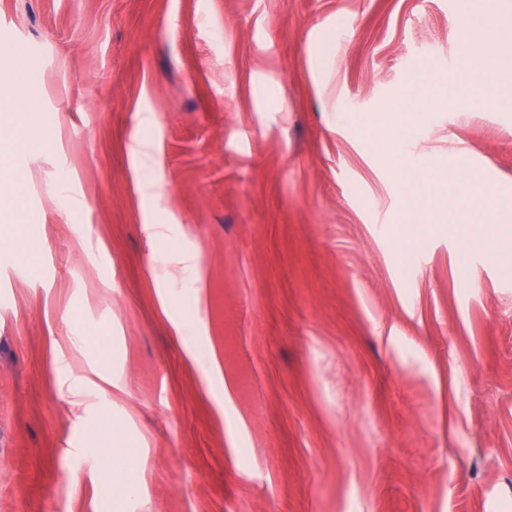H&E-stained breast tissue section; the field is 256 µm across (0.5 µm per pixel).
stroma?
<instances>
[{
  "mask_svg": "<svg viewBox=\"0 0 512 512\" xmlns=\"http://www.w3.org/2000/svg\"><path fill=\"white\" fill-rule=\"evenodd\" d=\"M461 0H0L44 140L0 170V512H512V273L448 207L409 251L377 160L512 212V96ZM185 319L184 332L175 323ZM213 358L219 373L206 372ZM461 32L463 55L470 67L469 83L454 79L433 83L427 72L411 79L406 87L404 99L390 104L386 112L397 113V119L404 130H409L418 121L421 112L439 100L458 111L468 110L478 96L474 84L482 83L487 75L495 76V91L480 95L486 107L498 104L499 92H512V33L490 21L491 8L488 2H468L463 12ZM424 84L430 85L431 93L422 92ZM98 440L102 452L112 459V510L125 512L126 500L137 491L142 465L134 438L113 427Z\"/></svg>",
  "mask_w": 512,
  "mask_h": 512,
  "instance_id": "stroma-1",
  "label": "stroma"
}]
</instances>
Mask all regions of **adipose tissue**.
I'll use <instances>...</instances> for the list:
<instances>
[{
  "label": "adipose tissue",
  "mask_w": 512,
  "mask_h": 512,
  "mask_svg": "<svg viewBox=\"0 0 512 512\" xmlns=\"http://www.w3.org/2000/svg\"><path fill=\"white\" fill-rule=\"evenodd\" d=\"M490 13L487 0H470L463 12L462 48L470 67L468 83L452 79L436 83L424 72L411 79L403 100L389 105V112L396 114L403 129L414 126L421 112L437 101L465 111L478 100L485 106H495L500 92H512V31L491 22ZM379 159L408 189L406 223H413L427 213L433 196L443 194L460 203L469 194L464 184L442 180L433 170H410L393 152H381ZM99 443L102 452L112 460L113 512H125L126 500L138 488L142 465L135 441L115 428L100 435Z\"/></svg>",
  "instance_id": "ef3b65f1"
}]
</instances>
